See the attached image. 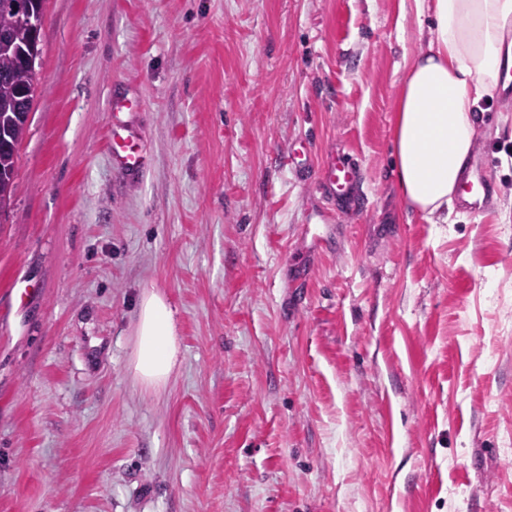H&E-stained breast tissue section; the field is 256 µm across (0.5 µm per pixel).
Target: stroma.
<instances>
[{
    "mask_svg": "<svg viewBox=\"0 0 512 512\" xmlns=\"http://www.w3.org/2000/svg\"><path fill=\"white\" fill-rule=\"evenodd\" d=\"M44 8L0 224V512H512V92L477 131L489 195L432 224L392 168L428 43L402 0ZM304 142L366 199L314 253ZM152 289L180 346L158 394L128 369ZM120 130L121 127L118 125H114L112 128V140L109 143L112 158L122 171L136 173L144 164V158L137 142L138 138L133 135H124Z\"/></svg>",
    "mask_w": 512,
    "mask_h": 512,
    "instance_id": "1",
    "label": "stroma"
}]
</instances>
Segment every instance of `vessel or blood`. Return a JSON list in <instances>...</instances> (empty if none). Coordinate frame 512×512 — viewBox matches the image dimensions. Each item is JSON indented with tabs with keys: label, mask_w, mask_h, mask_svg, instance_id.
Returning <instances> with one entry per match:
<instances>
[{
	"label": "vessel or blood",
	"mask_w": 512,
	"mask_h": 512,
	"mask_svg": "<svg viewBox=\"0 0 512 512\" xmlns=\"http://www.w3.org/2000/svg\"><path fill=\"white\" fill-rule=\"evenodd\" d=\"M112 157L120 169L127 173L138 172L144 158L139 149L136 136L125 135L120 130H113L109 143ZM476 179L465 180L460 188L461 195H469L477 189L486 188L492 180L485 163L484 154H477L475 161ZM316 186L320 190L326 205L316 213L317 221L321 224L331 223L336 212L342 211L355 214L363 202V192L352 163L334 162L319 173Z\"/></svg>",
	"instance_id": "vessel-or-blood-1"
}]
</instances>
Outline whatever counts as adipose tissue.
<instances>
[{
  "label": "adipose tissue",
  "mask_w": 512,
  "mask_h": 512,
  "mask_svg": "<svg viewBox=\"0 0 512 512\" xmlns=\"http://www.w3.org/2000/svg\"><path fill=\"white\" fill-rule=\"evenodd\" d=\"M430 20L429 44L415 54L394 108L393 165L406 204L433 224L453 211L469 171L477 114L506 89L512 68V0H413ZM179 356L172 307L160 292L142 294L129 372L160 390Z\"/></svg>",
  "instance_id": "ef3b65f1"
}]
</instances>
